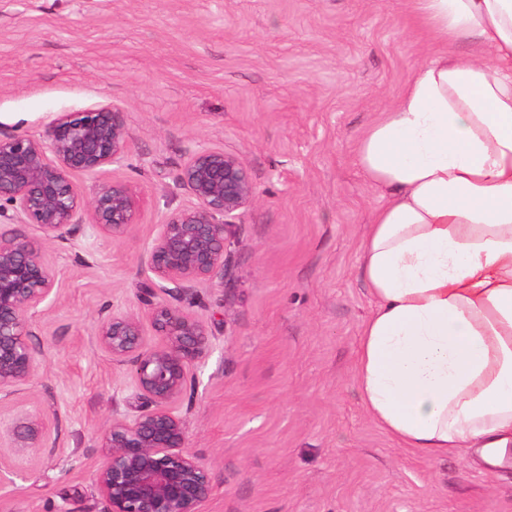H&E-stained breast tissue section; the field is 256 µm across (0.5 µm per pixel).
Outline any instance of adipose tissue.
Returning <instances> with one entry per match:
<instances>
[{"mask_svg": "<svg viewBox=\"0 0 512 512\" xmlns=\"http://www.w3.org/2000/svg\"><path fill=\"white\" fill-rule=\"evenodd\" d=\"M409 5L439 50L357 141L388 198L361 244L354 379L403 448L493 465L512 447V0Z\"/></svg>", "mask_w": 512, "mask_h": 512, "instance_id": "ef3b65f1", "label": "adipose tissue"}]
</instances>
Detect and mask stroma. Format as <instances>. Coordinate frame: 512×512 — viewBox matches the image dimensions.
<instances>
[{
    "mask_svg": "<svg viewBox=\"0 0 512 512\" xmlns=\"http://www.w3.org/2000/svg\"><path fill=\"white\" fill-rule=\"evenodd\" d=\"M436 49L407 0H0V130L37 137L115 105L130 156L99 178L139 201L125 238L83 224L45 249L57 277L33 319L39 369L0 395V512H101L99 438L128 412L131 375L96 323L137 311L139 253L193 206L178 175L200 143L239 155L256 185L224 278L191 308L213 336L179 407L212 467L202 512H512V466L402 449L353 379L373 308L360 247L386 199L355 144ZM31 416L39 448L12 434Z\"/></svg>",
    "mask_w": 512,
    "mask_h": 512,
    "instance_id": "35a3bbf8",
    "label": "stroma"
}]
</instances>
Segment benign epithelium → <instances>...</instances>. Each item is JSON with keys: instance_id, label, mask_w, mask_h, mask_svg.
I'll return each mask as SVG.
<instances>
[{"instance_id": "benign-epithelium-1", "label": "benign epithelium", "mask_w": 512, "mask_h": 512, "mask_svg": "<svg viewBox=\"0 0 512 512\" xmlns=\"http://www.w3.org/2000/svg\"><path fill=\"white\" fill-rule=\"evenodd\" d=\"M131 140L113 105L62 114L40 137L0 131V218L34 224L44 235H0V394L12 393L38 368L32 319L55 286L45 243L68 239L84 223L123 238L137 223L129 182H98L85 194L71 180L127 160ZM178 179L195 204L171 212L140 254L150 273L139 288L140 313L114 312L95 330L112 361L131 368L136 399L133 411L113 415L101 435L92 481L102 512H201L213 492L211 469L187 450L179 414L213 342L205 323L177 303H193L197 285L224 279L228 235L255 200V186L241 157L206 145L188 152ZM143 315L159 336L154 344L144 338ZM14 434L37 448L42 420L29 418Z\"/></svg>"}]
</instances>
